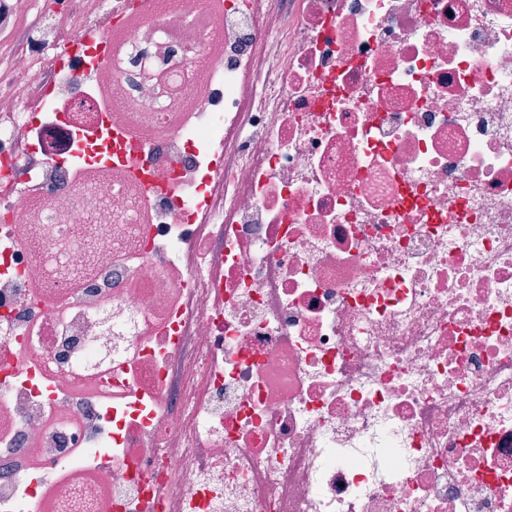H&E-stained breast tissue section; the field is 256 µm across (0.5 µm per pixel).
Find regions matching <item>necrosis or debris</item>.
<instances>
[{
	"label": "necrosis or debris",
	"instance_id": "1",
	"mask_svg": "<svg viewBox=\"0 0 512 512\" xmlns=\"http://www.w3.org/2000/svg\"><path fill=\"white\" fill-rule=\"evenodd\" d=\"M130 2L0 0V512H512V0Z\"/></svg>",
	"mask_w": 512,
	"mask_h": 512
}]
</instances>
